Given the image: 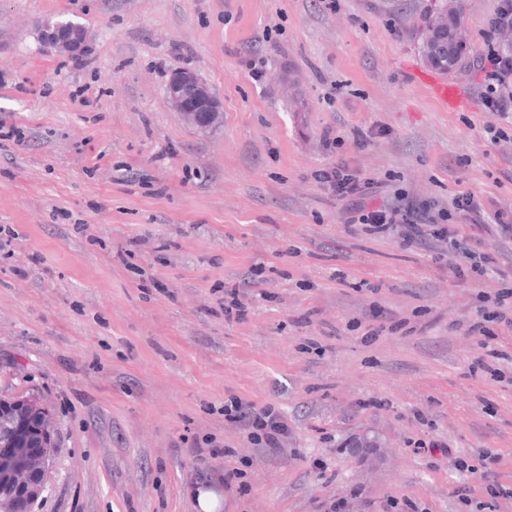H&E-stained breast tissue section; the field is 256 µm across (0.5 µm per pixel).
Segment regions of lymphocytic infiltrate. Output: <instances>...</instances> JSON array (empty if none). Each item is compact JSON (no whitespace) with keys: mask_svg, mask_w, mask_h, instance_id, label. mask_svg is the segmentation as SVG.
<instances>
[{"mask_svg":"<svg viewBox=\"0 0 512 512\" xmlns=\"http://www.w3.org/2000/svg\"><path fill=\"white\" fill-rule=\"evenodd\" d=\"M318 179L331 194L347 202L348 213L363 224L366 232L392 233L403 245L434 252L441 269L458 281L486 273L491 257L478 249L485 239L502 243V256L512 262V210L487 213L472 192L455 194L446 207L401 199L373 207L369 200L378 194L379 183L361 177L346 161H337L319 173ZM479 317L474 328L485 336H493L498 328L512 333V287L505 285L495 295L483 296ZM224 421L240 428L251 444L272 454L283 453L288 422L273 406L259 408L235 397L224 404ZM472 455L491 463L485 472L489 479L485 487L487 498L473 500L468 486L456 489L455 495L461 504L486 512L488 498L512 493L507 485L512 479V455L492 454L485 448L473 449Z\"/></svg>","mask_w":512,"mask_h":512,"instance_id":"1","label":"lymphocytic infiltrate"}]
</instances>
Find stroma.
<instances>
[{"label":"stroma","instance_id":"35a3bbf8","mask_svg":"<svg viewBox=\"0 0 512 512\" xmlns=\"http://www.w3.org/2000/svg\"><path fill=\"white\" fill-rule=\"evenodd\" d=\"M460 3L469 63L450 79L471 107L450 112L411 77L431 70L432 0H0V120L22 131L0 145V226L17 234L0 250V390L40 397L56 443L31 512H198L202 475L221 512H319L354 489L350 512H462L455 488L484 485L471 449L512 452V334L472 329L503 265L455 282L345 223L317 179L343 158L387 198L512 206V116L485 109L475 66L501 0ZM61 13L88 55L42 53L35 24ZM181 69L215 92L220 127L168 104ZM245 280L246 317L227 322L224 289ZM493 349L502 382L473 370ZM232 396L286 417V454L225 425ZM210 439L235 457L199 456ZM238 465L243 495L224 488Z\"/></svg>","mask_w":512,"mask_h":512}]
</instances>
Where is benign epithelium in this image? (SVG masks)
I'll return each mask as SVG.
<instances>
[{
    "label": "benign epithelium",
    "instance_id": "obj_1",
    "mask_svg": "<svg viewBox=\"0 0 512 512\" xmlns=\"http://www.w3.org/2000/svg\"><path fill=\"white\" fill-rule=\"evenodd\" d=\"M445 14L448 15V25L445 27L448 51L460 50L466 46V37L453 0H446L445 6L436 8V18ZM38 36L41 49L47 55L81 57L91 49L86 34L65 39L55 27L45 23L38 26ZM165 94L169 103L182 112L190 124L200 129L212 127L222 116V106L217 96L190 70L173 73L166 85ZM53 456L54 450L51 448L0 447V503L22 493L28 504H33L44 489Z\"/></svg>",
    "mask_w": 512,
    "mask_h": 512
}]
</instances>
